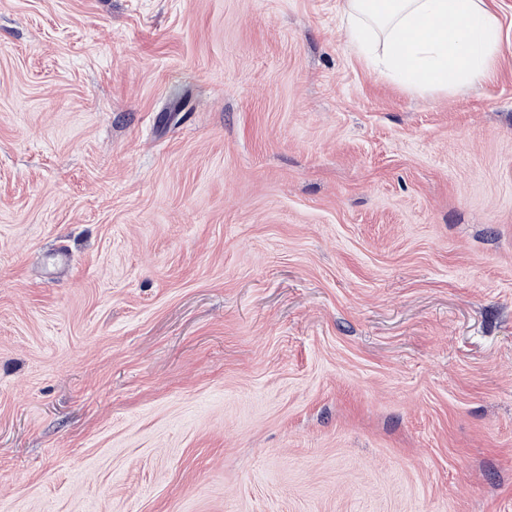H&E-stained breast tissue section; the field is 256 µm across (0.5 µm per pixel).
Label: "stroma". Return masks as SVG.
Listing matches in <instances>:
<instances>
[{"label": "stroma", "mask_w": 512, "mask_h": 512, "mask_svg": "<svg viewBox=\"0 0 512 512\" xmlns=\"http://www.w3.org/2000/svg\"><path fill=\"white\" fill-rule=\"evenodd\" d=\"M486 2L422 96L345 0H0V512H512Z\"/></svg>", "instance_id": "1"}]
</instances>
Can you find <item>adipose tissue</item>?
<instances>
[{
    "label": "adipose tissue",
    "instance_id": "ef3b65f1",
    "mask_svg": "<svg viewBox=\"0 0 512 512\" xmlns=\"http://www.w3.org/2000/svg\"><path fill=\"white\" fill-rule=\"evenodd\" d=\"M345 11L349 43L418 93L475 88L501 52L485 0H346Z\"/></svg>",
    "mask_w": 512,
    "mask_h": 512
}]
</instances>
